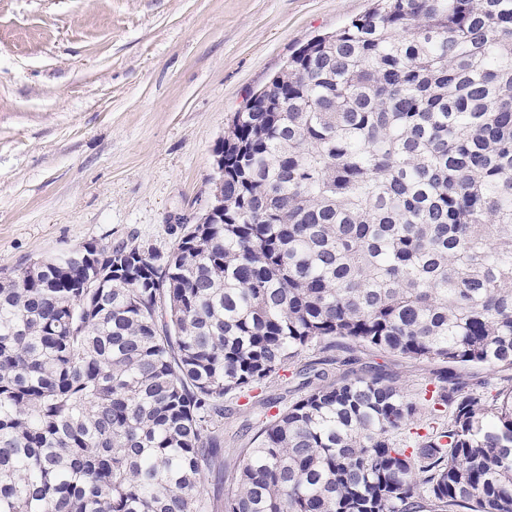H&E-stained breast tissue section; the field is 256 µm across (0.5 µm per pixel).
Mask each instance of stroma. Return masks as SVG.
I'll use <instances>...</instances> for the list:
<instances>
[{"mask_svg": "<svg viewBox=\"0 0 512 512\" xmlns=\"http://www.w3.org/2000/svg\"><path fill=\"white\" fill-rule=\"evenodd\" d=\"M371 0H0V270L80 245L170 250L207 208L224 121L288 57ZM335 376L379 370L415 395L440 364L310 350ZM292 385L260 400L289 403ZM224 404V457L259 402Z\"/></svg>", "mask_w": 512, "mask_h": 512, "instance_id": "1", "label": "stroma"}]
</instances>
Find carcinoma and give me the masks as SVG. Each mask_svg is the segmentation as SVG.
Here are the masks:
<instances>
[{
    "instance_id": "obj_1",
    "label": "carcinoma",
    "mask_w": 512,
    "mask_h": 512,
    "mask_svg": "<svg viewBox=\"0 0 512 512\" xmlns=\"http://www.w3.org/2000/svg\"><path fill=\"white\" fill-rule=\"evenodd\" d=\"M218 146L223 211L167 254L0 271V512H512V385L460 373L512 369V0H376ZM343 344L446 371L302 365L210 497L224 400ZM464 375L469 379L473 387L483 386V383L490 382V388L500 387L506 384H510L512 378V370L498 369L491 371L483 367L468 368L464 371Z\"/></svg>"
}]
</instances>
